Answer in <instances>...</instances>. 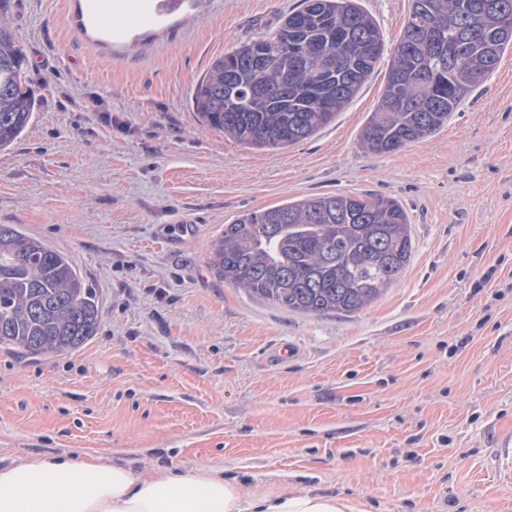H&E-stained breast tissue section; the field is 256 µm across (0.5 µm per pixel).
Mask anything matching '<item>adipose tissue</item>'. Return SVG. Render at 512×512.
I'll return each instance as SVG.
<instances>
[{
  "label": "adipose tissue",
  "instance_id": "obj_1",
  "mask_svg": "<svg viewBox=\"0 0 512 512\" xmlns=\"http://www.w3.org/2000/svg\"><path fill=\"white\" fill-rule=\"evenodd\" d=\"M0 512H364L361 503L303 489L243 494L223 470H163L144 477L121 464L36 457L0 467Z\"/></svg>",
  "mask_w": 512,
  "mask_h": 512
}]
</instances>
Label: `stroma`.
<instances>
[{
  "mask_svg": "<svg viewBox=\"0 0 512 512\" xmlns=\"http://www.w3.org/2000/svg\"><path fill=\"white\" fill-rule=\"evenodd\" d=\"M300 0H184L119 40L89 0H9L38 101L0 153V224L65 253L100 294L97 334L51 355L0 349V464L100 456L223 468L249 495L305 488L365 512H512V51L447 125L387 155L359 134L379 63L328 127L256 151L203 126L196 84ZM399 42L410 0H361ZM392 197L411 260L352 317L224 284L210 245L289 199Z\"/></svg>",
  "mask_w": 512,
  "mask_h": 512,
  "instance_id": "1",
  "label": "stroma"
}]
</instances>
